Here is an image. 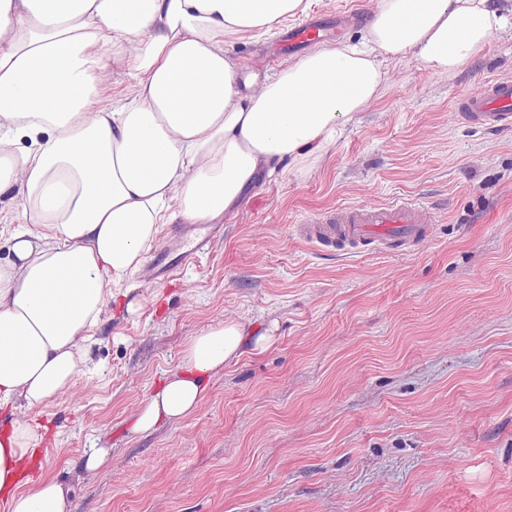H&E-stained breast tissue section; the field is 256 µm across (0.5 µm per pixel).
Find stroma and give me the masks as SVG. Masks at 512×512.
<instances>
[{"label":"stroma","instance_id":"35a3bbf8","mask_svg":"<svg viewBox=\"0 0 512 512\" xmlns=\"http://www.w3.org/2000/svg\"><path fill=\"white\" fill-rule=\"evenodd\" d=\"M453 75L382 56V95L314 167L280 166L218 217L211 250L167 284L139 276L87 343L72 391L29 416L76 512H512V130L457 120L512 78V0ZM275 32L229 39L265 77ZM431 207L433 241L346 254L296 225L340 206ZM229 319L273 345L206 383L188 417L133 432L184 345ZM92 448L110 451L93 474Z\"/></svg>","mask_w":512,"mask_h":512}]
</instances>
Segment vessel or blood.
<instances>
[{
	"instance_id": "vessel-or-blood-1",
	"label": "vessel or blood",
	"mask_w": 512,
	"mask_h": 512,
	"mask_svg": "<svg viewBox=\"0 0 512 512\" xmlns=\"http://www.w3.org/2000/svg\"><path fill=\"white\" fill-rule=\"evenodd\" d=\"M347 13L333 18L313 17L295 24L280 40L279 52L294 55L330 38ZM458 116L468 124L496 130L512 129V79L487 82L481 92L462 98ZM434 215L425 206L396 202L389 205H358L337 210L334 216L310 224L297 225L299 237L317 246L353 248L363 243L416 248L431 238ZM173 232L186 244L187 257H195L211 247L210 236L198 225L180 224Z\"/></svg>"
}]
</instances>
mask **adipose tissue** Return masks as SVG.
<instances>
[{"mask_svg": "<svg viewBox=\"0 0 512 512\" xmlns=\"http://www.w3.org/2000/svg\"><path fill=\"white\" fill-rule=\"evenodd\" d=\"M305 10L303 0H0V213L18 222L0 260L5 512H73L72 486L18 478L41 441L25 415L70 388L84 341L141 270L169 205L207 224L260 174L314 166L381 95L379 54L451 75L504 21L489 0H378L362 45L319 47L242 92L225 38ZM118 57L135 83L115 110L101 99ZM273 341L234 319L209 326L134 431L185 419L206 378L246 343Z\"/></svg>", "mask_w": 512, "mask_h": 512, "instance_id": "ef3b65f1", "label": "adipose tissue"}]
</instances>
